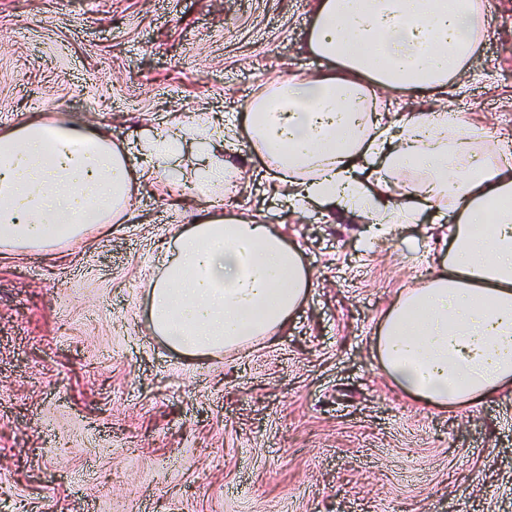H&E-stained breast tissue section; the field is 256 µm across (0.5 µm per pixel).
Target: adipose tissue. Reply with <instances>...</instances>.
Returning <instances> with one entry per match:
<instances>
[{"label":"adipose tissue","instance_id":"1","mask_svg":"<svg viewBox=\"0 0 512 512\" xmlns=\"http://www.w3.org/2000/svg\"><path fill=\"white\" fill-rule=\"evenodd\" d=\"M494 21L488 0H316L310 52L333 74L280 78L248 103L250 141L291 207L370 222L374 241L416 207L452 218L448 262L400 293L382 319L381 367L430 407L512 390V150L474 161L476 128L453 110L386 118L382 94L465 76ZM233 125L210 113L173 119L139 147L141 170L182 188L189 226L148 285L149 327L190 358L239 350L285 327L311 286L301 253L273 225L225 217L238 170ZM193 144V178L170 161ZM128 152L85 123L36 119L0 134V250H48L126 212L136 195ZM418 169L419 188L390 191Z\"/></svg>","mask_w":512,"mask_h":512}]
</instances>
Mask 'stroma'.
<instances>
[{"mask_svg": "<svg viewBox=\"0 0 512 512\" xmlns=\"http://www.w3.org/2000/svg\"><path fill=\"white\" fill-rule=\"evenodd\" d=\"M315 0H0V132L62 113L137 152L145 128L224 114L240 170L226 215L261 216L313 283L288 327L190 362L148 328L145 283L187 216L143 181L123 222L0 256V512H512V392L461 410L389 383L375 331L446 262L418 209L383 243L366 223L281 206L243 125L305 48ZM466 78L404 96L512 135V0Z\"/></svg>", "mask_w": 512, "mask_h": 512, "instance_id": "obj_1", "label": "stroma"}]
</instances>
